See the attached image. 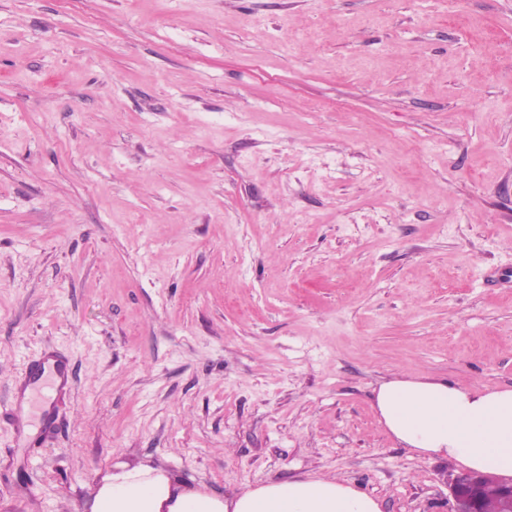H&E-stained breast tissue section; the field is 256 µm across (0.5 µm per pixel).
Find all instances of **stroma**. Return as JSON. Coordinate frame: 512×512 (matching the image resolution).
<instances>
[{"label": "stroma", "mask_w": 512, "mask_h": 512, "mask_svg": "<svg viewBox=\"0 0 512 512\" xmlns=\"http://www.w3.org/2000/svg\"><path fill=\"white\" fill-rule=\"evenodd\" d=\"M461 8L0 0V512L140 464L450 512L371 391L512 385V0Z\"/></svg>", "instance_id": "35a3bbf8"}]
</instances>
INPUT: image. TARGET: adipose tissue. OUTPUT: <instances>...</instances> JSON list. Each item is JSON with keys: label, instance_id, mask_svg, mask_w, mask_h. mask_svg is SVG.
Wrapping results in <instances>:
<instances>
[{"label": "adipose tissue", "instance_id": "obj_1", "mask_svg": "<svg viewBox=\"0 0 512 512\" xmlns=\"http://www.w3.org/2000/svg\"><path fill=\"white\" fill-rule=\"evenodd\" d=\"M372 403L394 441L428 459L512 477V387L464 388L445 378L392 377ZM92 512H380L345 481L317 476L269 481L219 497L180 488L150 466L122 468L93 496Z\"/></svg>", "mask_w": 512, "mask_h": 512}]
</instances>
